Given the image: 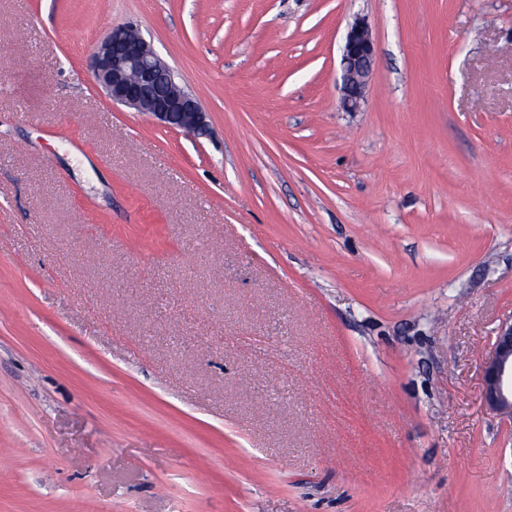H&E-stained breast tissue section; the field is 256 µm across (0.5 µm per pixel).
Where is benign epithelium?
<instances>
[{
	"instance_id": "7a95c632",
	"label": "benign epithelium",
	"mask_w": 512,
	"mask_h": 512,
	"mask_svg": "<svg viewBox=\"0 0 512 512\" xmlns=\"http://www.w3.org/2000/svg\"><path fill=\"white\" fill-rule=\"evenodd\" d=\"M376 47L368 22L355 18L342 54L341 106L358 111L364 103L372 75ZM93 78L109 99L150 115L162 126L203 135L209 128L208 112L189 87L131 25L110 30L95 54ZM486 405L512 420V316L494 336L492 354L483 367Z\"/></svg>"
}]
</instances>
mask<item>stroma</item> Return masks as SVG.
<instances>
[{
	"label": "stroma",
	"mask_w": 512,
	"mask_h": 512,
	"mask_svg": "<svg viewBox=\"0 0 512 512\" xmlns=\"http://www.w3.org/2000/svg\"><path fill=\"white\" fill-rule=\"evenodd\" d=\"M511 315L512 0H0V512H512ZM375 57L370 26L364 18L357 17L346 33L341 61V106L344 111L357 112L364 103ZM93 78L114 104L150 115L162 126L203 135L208 112L132 25L113 27L98 46ZM486 405L512 420V316L505 319L494 336L492 354L483 367Z\"/></svg>",
	"instance_id": "stroma-1"
}]
</instances>
